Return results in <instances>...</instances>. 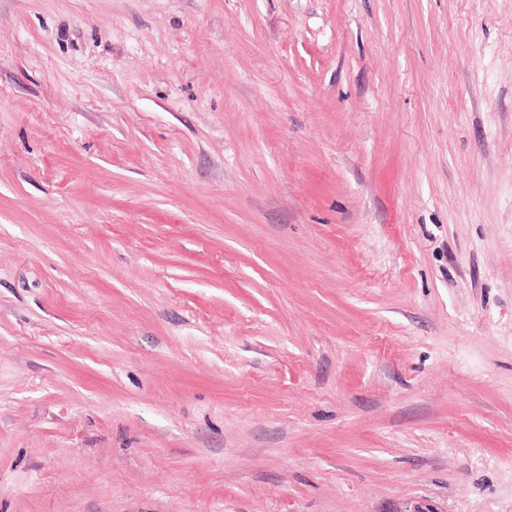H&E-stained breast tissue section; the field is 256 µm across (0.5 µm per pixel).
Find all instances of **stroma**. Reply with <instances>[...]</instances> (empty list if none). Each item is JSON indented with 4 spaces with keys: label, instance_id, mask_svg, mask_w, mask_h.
Returning a JSON list of instances; mask_svg holds the SVG:
<instances>
[{
    "label": "stroma",
    "instance_id": "stroma-1",
    "mask_svg": "<svg viewBox=\"0 0 512 512\" xmlns=\"http://www.w3.org/2000/svg\"><path fill=\"white\" fill-rule=\"evenodd\" d=\"M0 512H512V0H0Z\"/></svg>",
    "mask_w": 512,
    "mask_h": 512
}]
</instances>
